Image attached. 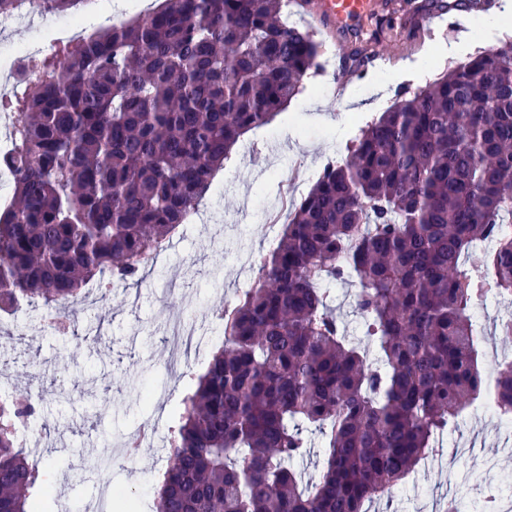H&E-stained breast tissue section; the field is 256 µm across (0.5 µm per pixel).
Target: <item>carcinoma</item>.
Here are the masks:
<instances>
[{
  "instance_id": "1",
  "label": "carcinoma",
  "mask_w": 512,
  "mask_h": 512,
  "mask_svg": "<svg viewBox=\"0 0 512 512\" xmlns=\"http://www.w3.org/2000/svg\"><path fill=\"white\" fill-rule=\"evenodd\" d=\"M81 0L37 3L63 14ZM486 0H404L403 15L485 11ZM286 0H162L44 61L26 94L12 200L0 207V311L70 319L83 288L141 283L245 132L315 69ZM512 42L406 91L359 129L349 159L293 206L255 284L220 311L224 342L190 374L156 512H364L484 396L483 293L512 298ZM490 243L484 271L466 267ZM358 283L368 354L330 308ZM512 419V362L492 395ZM0 397V512L32 507L46 460L17 446L28 414ZM319 435L324 466L296 464Z\"/></svg>"
}]
</instances>
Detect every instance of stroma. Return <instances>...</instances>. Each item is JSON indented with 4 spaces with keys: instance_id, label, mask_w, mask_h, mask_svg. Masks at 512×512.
Listing matches in <instances>:
<instances>
[{
    "instance_id": "1",
    "label": "stroma",
    "mask_w": 512,
    "mask_h": 512,
    "mask_svg": "<svg viewBox=\"0 0 512 512\" xmlns=\"http://www.w3.org/2000/svg\"><path fill=\"white\" fill-rule=\"evenodd\" d=\"M387 2L372 0L354 35L332 38L289 10V18L313 31L320 45L318 72L270 124L242 137L201 205L203 221L180 226L141 284H118L104 301L87 294L84 313L64 332L34 305L0 320V390L21 393L34 405L37 452L49 460L41 482L53 489L45 512H89L106 482L126 493L110 512H154L165 442L186 376L202 372L224 339L216 314L242 290L239 265L278 241L281 229L267 223V214L288 218L290 203L314 185L324 157L345 161L360 127L385 112L397 94L425 86L454 62L506 40L504 30L489 27L463 43L465 16L447 17L432 30L408 27L385 16ZM35 35L45 56L59 50L50 22L32 25L24 18L0 31V43L23 45ZM361 47L365 63L356 67L352 59ZM338 72L350 78L341 100L332 87ZM297 164L299 178L286 184ZM168 314L196 319L206 332L174 372L162 343ZM509 314L512 302L497 297L473 309L484 329L481 352L488 369L512 358V337L495 331L497 320ZM143 426L155 429L148 446L137 456H122L124 439ZM434 446L441 464L424 458L391 499L370 503L368 512H433L435 502L447 499L457 512H482L497 482L512 481L510 420L472 407Z\"/></svg>"
}]
</instances>
